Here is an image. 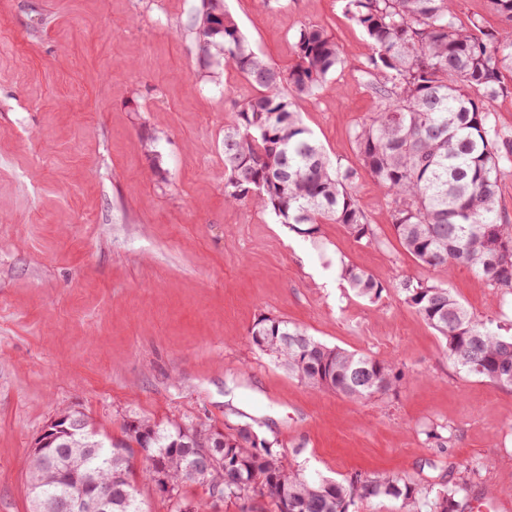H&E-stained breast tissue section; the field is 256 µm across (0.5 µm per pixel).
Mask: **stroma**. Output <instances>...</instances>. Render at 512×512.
I'll return each mask as SVG.
<instances>
[{
  "label": "stroma",
  "instance_id": "stroma-1",
  "mask_svg": "<svg viewBox=\"0 0 512 512\" xmlns=\"http://www.w3.org/2000/svg\"><path fill=\"white\" fill-rule=\"evenodd\" d=\"M226 5L283 68L299 25L335 37L344 66L295 109L332 160L358 165L350 131L375 99L343 0ZM199 7L0 0V512H30L25 458L71 409L114 439L135 418L247 422L305 473H397L429 489L467 479L485 512H512V389L454 364L396 285L447 283L508 336L512 295L465 267L421 268L367 173L355 194L373 243L340 224L304 237L226 204L224 126L253 89L222 61L202 66ZM345 263L382 282L378 302L347 288ZM263 315L396 362L404 378L365 402L309 387L248 343Z\"/></svg>",
  "mask_w": 512,
  "mask_h": 512
}]
</instances>
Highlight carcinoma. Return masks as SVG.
<instances>
[{"label":"carcinoma","instance_id":"1","mask_svg":"<svg viewBox=\"0 0 512 512\" xmlns=\"http://www.w3.org/2000/svg\"><path fill=\"white\" fill-rule=\"evenodd\" d=\"M345 12L367 37L366 73L374 76L377 110L351 134L362 169L392 197V227L404 250L429 269L464 266L488 287L512 291V225L498 222L501 153L488 103L509 91L512 31L489 33L476 21L464 26L448 0H345ZM199 48L209 63L218 57L255 90L238 105L224 128L225 201H250L283 224L311 236L321 224H342L358 242L375 232L354 194L358 169L332 161L294 109L293 100L315 94L344 63L334 37L323 27L302 24L295 34V64L287 71L249 46L225 0H201ZM342 276L356 296L381 298L384 285L351 264ZM398 290L446 342L448 358L468 375L512 389V336L493 320L472 313L448 286L407 277ZM250 342L271 354L300 381L369 400L397 389L402 371L392 362L330 347L296 325L262 316L248 330ZM211 429L204 422L126 423V439L101 444L57 440L30 450L27 489L32 512H58V495L83 498L92 512H142L139 483L163 474L172 488L169 512L189 503L181 489L196 480L189 471L200 448H173ZM152 433L165 451L163 471L138 457L139 433ZM249 423L224 434L210 449L221 464L202 486L208 499L226 505L251 492L263 512H349L354 498L390 497L400 512H459L462 482L423 490L393 474L353 481L307 475L293 468ZM112 484V498L97 507L96 489Z\"/></svg>","mask_w":512,"mask_h":512}]
</instances>
